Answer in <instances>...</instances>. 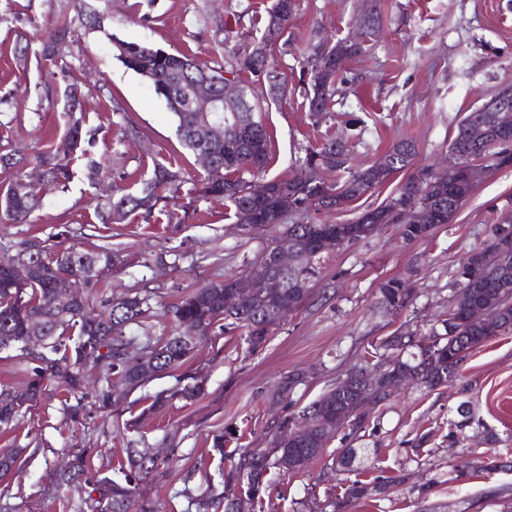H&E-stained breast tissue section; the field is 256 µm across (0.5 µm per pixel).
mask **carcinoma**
<instances>
[{
    "label": "carcinoma",
    "instance_id": "carcinoma-1",
    "mask_svg": "<svg viewBox=\"0 0 512 512\" xmlns=\"http://www.w3.org/2000/svg\"><path fill=\"white\" fill-rule=\"evenodd\" d=\"M117 59L123 66L149 79L156 94L162 97L174 115L176 131L183 145L197 152L200 143L190 136L196 113L187 108V87L196 80L208 78L224 90L226 76L240 84L244 95H251L242 84L241 75H249L253 82L268 84L267 96L276 98L285 90L287 78L273 70L270 56L255 54L250 49L237 51L213 65H201L185 54L168 53L160 48L118 40L114 42ZM366 51L365 41L354 46L343 45L338 39L332 46L326 42L307 44L308 79L304 82V97L308 111L318 124L329 116V105L338 92L342 68L336 66L334 56L353 58ZM67 101L65 137L54 149L41 153L38 164L43 168L47 182L54 188L65 186L75 176L71 162L88 155V147L95 132L86 127L84 114L78 111V89L65 91ZM259 103L248 101V110L241 119L250 135H239L233 115H224V139L209 142L205 148L213 155L214 166L205 171L201 191L222 197L230 203L238 224H264L279 216L281 203L288 198L295 203L310 201L311 209L320 213L340 212L367 193L378 189L400 172H406L394 193L381 205L361 212L354 223L361 230L358 238L371 236L375 224H394L406 241L423 240L431 236L429 224H447L474 191L467 179V163L473 157L482 158L489 171L512 167V116L506 112H482L480 116L504 128V133L482 144L475 143L469 133L472 113H467L457 124L449 145L448 165L432 171L430 167L414 164L417 150L415 143L402 139L384 153L390 165L380 169L377 163L356 168L350 165L351 157L346 140H329L319 148L305 150V156L296 159L303 165L319 163L334 157L327 176L317 182L299 184L292 177L272 180H247L243 174H259L270 161L271 135L257 116ZM20 160L11 153L0 154V172L11 180L0 190V223L15 224L25 221L39 206L40 201L25 197L19 192L23 173ZM186 183L182 169L172 165H156L152 176L143 182L137 195L112 188L101 207V223H109L110 211L122 209L126 213L139 210L151 213L161 193L178 196ZM419 203L431 207V213L419 224H403L396 211L404 204ZM324 229L346 233V224H288L282 235L306 248L314 234ZM40 244L33 253L34 244ZM27 241L18 252L0 259V352L11 351V358L25 366L28 385L32 389L29 404L10 400V391L0 389V429L12 428L25 411L38 405L51 383L63 385L66 398L62 401L64 420L75 421L84 413L86 397L84 364L93 359L101 373L97 398L100 406L110 404L111 385L119 383L132 391L145 385L161 373L181 367L194 351L197 343L211 335L214 329L239 331L245 336L250 352L262 349L273 326L297 311L313 293V285L321 280L325 256L306 257L292 271L280 274L282 287L257 288L254 295L238 311L224 310V282L210 283L190 292L168 307L165 315L174 324L191 319L198 324V337L189 344L178 332L161 337L152 335L148 320L154 316L153 297L148 291L136 292L114 298L103 305L98 315L89 312L93 289L102 277L115 266L112 248L102 245L89 250L69 248L48 251L43 241ZM480 251L495 256L499 262L512 268V239L499 224L489 228V239ZM498 267L468 257L456 272V293L448 308L440 314L441 327H433L428 337L412 333L394 332L372 346L371 360L364 367H354L346 373L356 382L371 369L395 362L397 372L405 375L416 388L432 389L456 379L470 352L489 340L512 332V281L506 288H493ZM80 290V296L71 289ZM380 304L384 312L398 315L406 309L415 295L410 280L390 278L379 288ZM483 303L507 313L496 321L495 331L488 334L467 322L471 304ZM36 319L44 324L43 343L30 349L26 346V324ZM138 346L136 359L144 364L129 369L122 367V357L132 346ZM302 381L299 373H290L280 381L275 396L288 401L293 389ZM205 379L193 377L191 381L169 393L157 394L148 410L161 408L174 400H194L204 394ZM336 408V389L331 388L321 397L303 407L298 413L283 419L293 426L305 424L309 417L329 414ZM281 423V424H283ZM281 424L269 427V446L247 448L231 462L224 475L222 490L206 488L193 498L196 512H242L239 500L240 475L251 481L250 508L264 512V497L269 484L267 475L279 467V459L296 449L293 473L299 474L308 465L324 458L327 444L305 437L290 442L279 438ZM26 452L24 448H11L0 453V474L5 476L15 469ZM369 454L367 448H345L339 455H331V468L352 473L346 478L340 492L328 494L327 506L332 512H348L350 505L374 492L383 493L396 483V478L362 479L365 470L361 459ZM91 469L86 450L80 449L57 471V482L82 492L80 477ZM117 471L124 480L117 481L99 471L94 473L92 491L98 493L100 512H125V502L135 496L138 484L149 477L167 475L165 459L148 448H128L126 458L118 462Z\"/></svg>",
    "mask_w": 512,
    "mask_h": 512
}]
</instances>
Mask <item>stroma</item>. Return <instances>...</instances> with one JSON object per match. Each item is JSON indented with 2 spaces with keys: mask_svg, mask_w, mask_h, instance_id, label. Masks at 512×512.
<instances>
[{
  "mask_svg": "<svg viewBox=\"0 0 512 512\" xmlns=\"http://www.w3.org/2000/svg\"><path fill=\"white\" fill-rule=\"evenodd\" d=\"M381 12L378 32L364 54L346 62L356 78L343 103L314 124L301 93L304 48L310 40L355 31L362 0H296L273 50L275 68L288 79L278 100H261V118L273 135L264 179L294 174L305 149L348 136L360 119V138L349 143L355 164L383 155L409 138L417 162L431 165L448 153L458 120L501 86L512 84V0H372ZM273 0H0V147L27 156L54 149L66 131L65 88L79 84L82 111L96 131L91 149L110 182L138 192L155 165L181 167L188 184L203 174L179 143L176 124L152 84L116 58L113 39L185 52L203 63L242 50L258 39ZM104 15L103 28L86 29L84 8ZM71 20L70 37L54 60L41 43L58 15ZM28 49V65L15 61ZM141 136L125 138L126 127ZM74 160L66 188L41 190L43 205L24 224H0V259L38 238L54 249L111 246L114 273L96 288L97 301L149 290L168 305L196 288L248 269L271 244L274 230L248 236L222 198L181 192L120 224L101 223L104 202ZM512 222V168L485 178L451 223L428 239L407 242L395 226L344 247L325 264L323 278L299 311L271 329L262 350L248 353L238 335L200 342L180 368L134 391L116 389L107 408L86 399L79 422L59 412L62 386L51 385L18 426L0 433L1 448H29L17 469L0 477V512H94L80 495L57 490L53 468L80 448L93 469H109L124 448H151L168 458V474L143 482V496L161 512H195L182 489L221 484L229 467L213 448L215 433H240L244 448H263L267 427L300 410L352 367L364 364L370 342L404 328L427 333L454 295L453 274L467 252L483 247L493 224ZM408 278L416 296L399 316L377 309L380 284ZM303 371L289 402L274 400L281 378ZM202 376L204 395L151 410L153 396L178 378ZM475 406V419L459 428L457 406ZM377 445L368 464L394 477L384 494L354 502L350 512H512V469L485 473L480 464L497 452L512 459V333L483 343L466 359L459 380L431 391L409 388L373 412L368 429ZM273 512H310L324 505L336 471L316 461L290 475L274 469Z\"/></svg>",
  "mask_w": 512,
  "mask_h": 512,
  "instance_id": "35a3bbf8",
  "label": "stroma"
}]
</instances>
